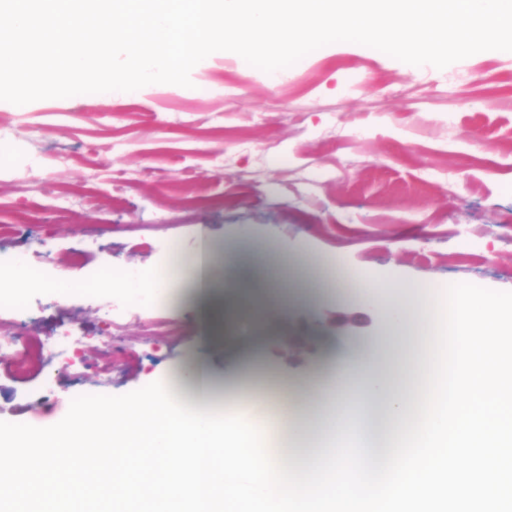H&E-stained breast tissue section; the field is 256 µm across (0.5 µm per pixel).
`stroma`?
Segmentation results:
<instances>
[{"mask_svg":"<svg viewBox=\"0 0 512 512\" xmlns=\"http://www.w3.org/2000/svg\"><path fill=\"white\" fill-rule=\"evenodd\" d=\"M192 87L158 85L133 96L110 92L0 103V255L27 252L48 280L104 266L153 272L165 259L190 262L200 232L216 244L264 246L293 262L308 293L287 310L254 318L237 287L258 264L213 267L234 291L223 332L199 334L184 280L160 301L106 319L105 296L66 300L42 288L17 319L19 354L60 331L85 345L109 340L108 371L28 361L0 363V425L47 430L76 403L120 401L146 381L175 382L194 360L223 381L214 405L247 406L231 385L257 358L269 396L315 411L314 374L387 351L380 384L404 382L400 363L425 349L408 313L371 295L310 287L314 263L344 266L365 281L403 287L477 283L512 294V52L489 50L445 68L404 62L360 44L321 47L277 83L215 55L191 71ZM96 235L95 251L83 249ZM356 316L352 333L315 324L316 312ZM284 336L311 345L309 361L277 354Z\"/></svg>","mask_w":512,"mask_h":512,"instance_id":"1","label":"stroma"}]
</instances>
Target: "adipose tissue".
Listing matches in <instances>:
<instances>
[{"label":"adipose tissue","mask_w":512,"mask_h":512,"mask_svg":"<svg viewBox=\"0 0 512 512\" xmlns=\"http://www.w3.org/2000/svg\"><path fill=\"white\" fill-rule=\"evenodd\" d=\"M189 265L164 264L129 283L123 272L104 268L102 280L131 299L165 287L168 278L195 276ZM437 313L438 348L417 359L416 376L433 380L424 414H417L401 387L386 396L395 427L390 452L372 484L362 473L365 449L356 429H369L360 414L341 415L343 383L319 384L322 415L318 445L324 463L304 478L299 456L287 464L263 449L242 414L199 404L174 408L167 386L147 383L131 399L79 405L73 419L41 433L0 428V512H26L28 502L58 489L64 474L79 473L92 449L110 459L112 478L94 491L105 512H129L131 501L146 512H190L201 502L219 512H474L496 493L502 512H512V295L489 294L477 284L417 289ZM201 333L211 337L229 304L224 290L207 281L196 294ZM352 449L344 457L343 449Z\"/></svg>","instance_id":"ef3b65f1"}]
</instances>
